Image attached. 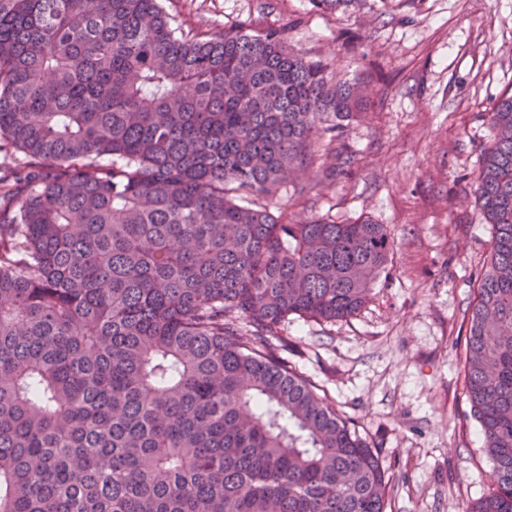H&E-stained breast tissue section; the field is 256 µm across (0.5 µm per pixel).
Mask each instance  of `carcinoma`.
<instances>
[{
  "label": "carcinoma",
  "mask_w": 512,
  "mask_h": 512,
  "mask_svg": "<svg viewBox=\"0 0 512 512\" xmlns=\"http://www.w3.org/2000/svg\"><path fill=\"white\" fill-rule=\"evenodd\" d=\"M329 69L162 0H0V512H385L281 331L360 312L394 236L259 202L361 109ZM487 123L463 372L496 483L465 512H512V94Z\"/></svg>",
  "instance_id": "obj_1"
}]
</instances>
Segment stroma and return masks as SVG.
I'll return each instance as SVG.
<instances>
[{"label": "stroma", "instance_id": "1", "mask_svg": "<svg viewBox=\"0 0 512 512\" xmlns=\"http://www.w3.org/2000/svg\"><path fill=\"white\" fill-rule=\"evenodd\" d=\"M181 29L284 28L338 80L363 82L362 114L321 131L303 171L271 202L296 223L368 219L394 233L389 275L355 317L284 326L285 356L390 476L386 512H464L494 474L464 391L466 310L490 255L474 190L512 90V0H163Z\"/></svg>", "mask_w": 512, "mask_h": 512}]
</instances>
